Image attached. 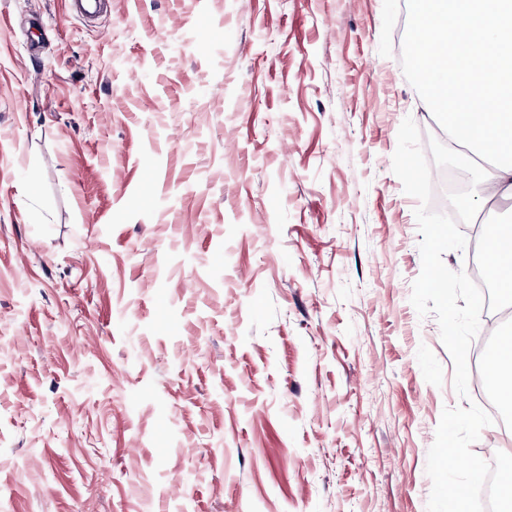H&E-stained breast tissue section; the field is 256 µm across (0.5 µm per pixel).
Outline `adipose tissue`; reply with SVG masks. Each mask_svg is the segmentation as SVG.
Returning <instances> with one entry per match:
<instances>
[{"label":"adipose tissue","instance_id":"obj_1","mask_svg":"<svg viewBox=\"0 0 512 512\" xmlns=\"http://www.w3.org/2000/svg\"><path fill=\"white\" fill-rule=\"evenodd\" d=\"M413 59L428 87L426 102L440 114L448 140L468 162L489 161L484 202L512 197V0H414ZM488 109L475 113L474 105ZM490 232L488 276L512 290V246ZM489 375L502 405L512 407V333L499 335Z\"/></svg>","mask_w":512,"mask_h":512}]
</instances>
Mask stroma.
<instances>
[{
    "label": "stroma",
    "mask_w": 512,
    "mask_h": 512,
    "mask_svg": "<svg viewBox=\"0 0 512 512\" xmlns=\"http://www.w3.org/2000/svg\"><path fill=\"white\" fill-rule=\"evenodd\" d=\"M412 8L0 0L5 512H480L503 427L392 171L441 136Z\"/></svg>",
    "instance_id": "stroma-1"
}]
</instances>
